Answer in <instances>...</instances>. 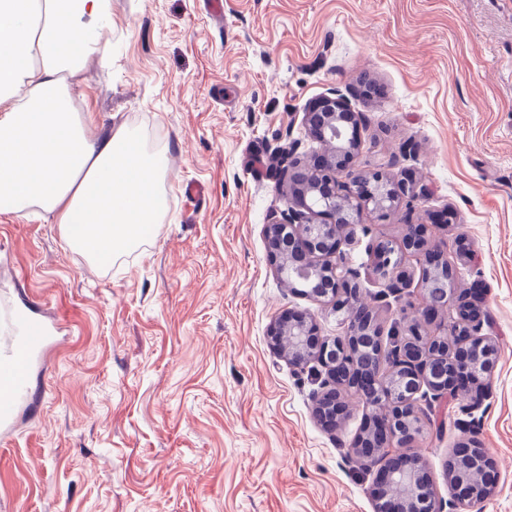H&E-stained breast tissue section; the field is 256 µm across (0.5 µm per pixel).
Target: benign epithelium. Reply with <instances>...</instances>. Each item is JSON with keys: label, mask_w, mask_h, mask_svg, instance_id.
<instances>
[{"label": "benign epithelium", "mask_w": 512, "mask_h": 512, "mask_svg": "<svg viewBox=\"0 0 512 512\" xmlns=\"http://www.w3.org/2000/svg\"><path fill=\"white\" fill-rule=\"evenodd\" d=\"M320 103L319 108L303 113L302 122L328 147L311 165L296 156L294 144L280 150L284 162L280 179L286 180L293 168L302 172L299 181L289 182L285 217L266 225V237L280 278L288 285L298 279L306 282L309 288L300 292L302 296L333 301L336 311L346 313L344 331L333 337L320 336L310 317L288 311L270 326L271 346L296 370L312 363L324 369L314 413L327 430H336L344 391L357 393L370 409L352 452L374 471V512H444L446 508L454 512L461 504L482 503L493 495L491 484L473 477V472L488 466L483 449L471 443L449 456L446 471L454 495L448 504L433 490L424 459L408 452L425 424L426 413L419 408V401L430 405L470 383L484 390L494 348L482 334V311L455 288L446 289L448 312L435 305L430 280L443 277L450 282L453 269L426 248V225L408 224L401 240H390L387 253L374 268L375 279L388 288L379 298L399 295L409 286L403 265L412 257L423 268L421 287L426 303L414 317L399 323L403 343L385 347L376 310L362 296L358 273L347 266L342 246L352 242L356 228L366 229L365 213L379 220L391 218L416 194L411 178L396 180L381 169L351 184L354 170L348 160L360 141L344 137L343 129L358 127V113L338 90ZM425 323L436 325L435 338L427 347L450 354L448 373L432 369L422 347L412 340ZM450 335L458 337L453 347L448 346ZM371 344L379 348L391 373L390 380L380 385L365 378L357 367L360 350Z\"/></svg>", "instance_id": "benign-epithelium-1"}]
</instances>
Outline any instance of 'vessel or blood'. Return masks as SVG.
Segmentation results:
<instances>
[{"label":"vessel or blood","mask_w":512,"mask_h":512,"mask_svg":"<svg viewBox=\"0 0 512 512\" xmlns=\"http://www.w3.org/2000/svg\"><path fill=\"white\" fill-rule=\"evenodd\" d=\"M54 322L30 305L0 302V434L11 432L20 413L33 406L32 375L59 340Z\"/></svg>","instance_id":"1"}]
</instances>
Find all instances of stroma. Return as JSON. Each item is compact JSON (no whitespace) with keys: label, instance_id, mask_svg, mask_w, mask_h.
I'll list each match as a JSON object with an SVG mask.
<instances>
[{"label":"stroma","instance_id":"1","mask_svg":"<svg viewBox=\"0 0 512 512\" xmlns=\"http://www.w3.org/2000/svg\"><path fill=\"white\" fill-rule=\"evenodd\" d=\"M82 24L103 46L72 106L89 138L140 130L164 160L165 214L95 264L40 210L0 209V296L66 328L40 404L0 437V512H373V476L350 453L361 400L346 395L326 431L317 369L294 370L267 336L290 309L343 330L332 304L280 282L265 235L287 208L268 162L293 141L322 152L302 117L335 90L360 115L354 167L417 183L344 248L363 293L379 290L370 244L408 224L450 257L466 240L458 287L484 292L489 392L434 404L414 448L447 502L448 457L476 440L496 479L483 512H512V0H223L218 19L205 0H107ZM446 207L457 221L443 227Z\"/></svg>","mask_w":512,"mask_h":512}]
</instances>
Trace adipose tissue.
<instances>
[{"label": "adipose tissue", "mask_w": 512, "mask_h": 512, "mask_svg": "<svg viewBox=\"0 0 512 512\" xmlns=\"http://www.w3.org/2000/svg\"><path fill=\"white\" fill-rule=\"evenodd\" d=\"M105 0H0V199L61 228L81 225L93 259L137 246L162 216L161 157L120 124L90 139L67 109L81 59L99 34Z\"/></svg>", "instance_id": "adipose-tissue-1"}]
</instances>
